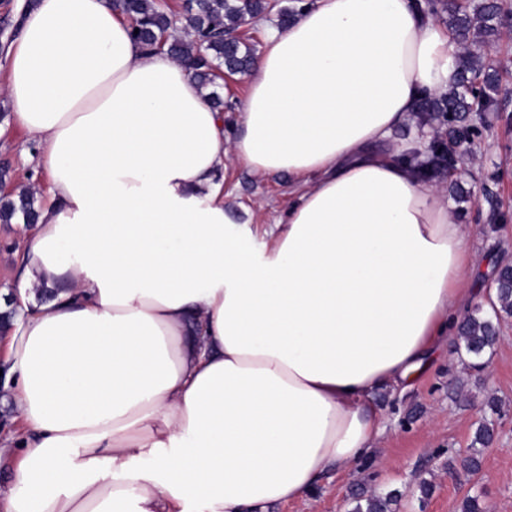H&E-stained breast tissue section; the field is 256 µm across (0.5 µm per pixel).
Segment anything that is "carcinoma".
Here are the masks:
<instances>
[{
  "label": "carcinoma",
  "mask_w": 512,
  "mask_h": 512,
  "mask_svg": "<svg viewBox=\"0 0 512 512\" xmlns=\"http://www.w3.org/2000/svg\"><path fill=\"white\" fill-rule=\"evenodd\" d=\"M278 9V26L290 24L305 9L303 0ZM123 13L133 35L149 54L164 53L193 70L198 85L216 87L224 74L245 75L255 59V49L247 38L233 33L252 25L275 9L270 0H185L175 12L165 0H112ZM419 11L427 15H446L448 28L460 48L459 65L448 95L426 96L419 101L416 124L448 126V140H438L416 163L419 175L428 177L451 165L452 149L462 140L475 142L485 128L484 114L504 111L501 95V68L498 60L484 52L490 38L500 29L512 26V9L501 0H484L473 13L462 10L457 0H424ZM36 192L29 188L0 197V224L22 219L37 223ZM489 310L477 309L463 318L459 328V347L464 350L468 368L479 371L487 355L499 341L501 320L512 317V268L499 272ZM400 493L373 491L355 497L353 512H391Z\"/></svg>",
  "instance_id": "cac0c4a2"
}]
</instances>
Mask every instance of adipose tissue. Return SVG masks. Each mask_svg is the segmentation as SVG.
Returning a JSON list of instances; mask_svg holds the SVG:
<instances>
[{"label": "adipose tissue", "instance_id": "1", "mask_svg": "<svg viewBox=\"0 0 512 512\" xmlns=\"http://www.w3.org/2000/svg\"><path fill=\"white\" fill-rule=\"evenodd\" d=\"M0 93L51 200L27 233L0 512H266L369 458L379 392L456 333L475 272L446 194L396 145L456 47L413 0H312L272 29L234 131L112 0H38ZM287 176L256 241L228 161Z\"/></svg>", "mask_w": 512, "mask_h": 512}]
</instances>
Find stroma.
<instances>
[{
	"label": "stroma",
	"mask_w": 512,
	"mask_h": 512,
	"mask_svg": "<svg viewBox=\"0 0 512 512\" xmlns=\"http://www.w3.org/2000/svg\"><path fill=\"white\" fill-rule=\"evenodd\" d=\"M0 95V162L10 178L0 196L32 185L38 203L49 199L45 172L34 160L36 146L11 119ZM490 123L475 153L460 167L461 193L450 200L469 230L468 249L477 260L469 285L470 309L486 307L493 293L494 270L512 262V116L488 113ZM224 193L240 223L263 236L287 210L291 188L285 179L255 174L228 163ZM23 228L0 224V293H11L19 271ZM457 339H449L429 371L407 392H384L377 401L388 418L373 456L362 466L328 474L304 499L270 507L269 512H352L359 492L397 490L394 512H459L463 499L480 495L486 512H512V318L501 325V339L482 372H467ZM496 401L498 415L487 403ZM495 419V438L480 454L481 468L470 474L460 466L473 433L485 417ZM430 483L422 494L420 481Z\"/></svg>",
	"instance_id": "stroma-1"
}]
</instances>
